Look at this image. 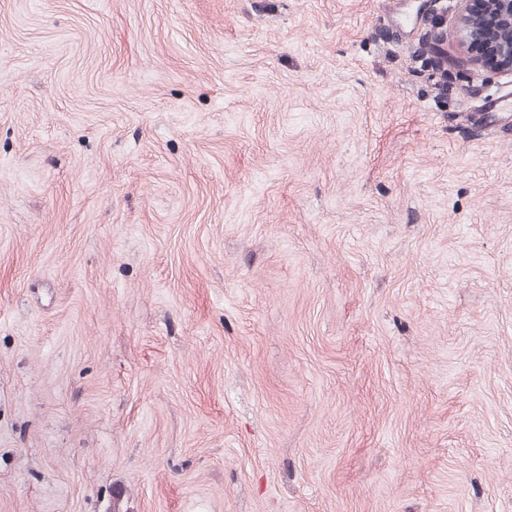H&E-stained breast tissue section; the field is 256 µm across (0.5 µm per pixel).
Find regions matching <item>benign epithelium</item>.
Listing matches in <instances>:
<instances>
[{"mask_svg": "<svg viewBox=\"0 0 512 512\" xmlns=\"http://www.w3.org/2000/svg\"><path fill=\"white\" fill-rule=\"evenodd\" d=\"M458 38L469 61L487 73L512 71V0H461ZM434 31L426 47L431 57L447 59L448 21L434 14Z\"/></svg>", "mask_w": 512, "mask_h": 512, "instance_id": "1", "label": "benign epithelium"}]
</instances>
